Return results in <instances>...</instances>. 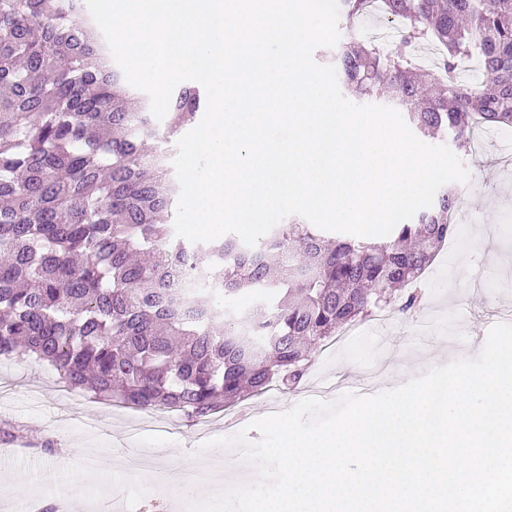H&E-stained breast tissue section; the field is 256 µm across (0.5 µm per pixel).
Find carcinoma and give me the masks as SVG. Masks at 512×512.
Wrapping results in <instances>:
<instances>
[{"instance_id": "cac0c4a2", "label": "carcinoma", "mask_w": 512, "mask_h": 512, "mask_svg": "<svg viewBox=\"0 0 512 512\" xmlns=\"http://www.w3.org/2000/svg\"><path fill=\"white\" fill-rule=\"evenodd\" d=\"M81 0H0V357L27 355L102 401L204 419L274 384L294 386L342 326L411 292L449 238L455 191L369 243L279 224L257 247L186 244L167 223L169 156L205 103L183 85L165 131L105 65ZM352 28L373 0H339ZM389 45L329 52L342 83L391 102L426 136L463 147L477 125L512 127V0H380ZM442 51L437 68L418 49ZM481 60L468 78L460 64ZM158 138L163 147L148 151ZM194 284L173 295L174 273ZM274 297L261 313L237 299Z\"/></svg>"}]
</instances>
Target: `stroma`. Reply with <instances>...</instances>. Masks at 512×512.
<instances>
[{
    "label": "stroma",
    "instance_id": "1",
    "mask_svg": "<svg viewBox=\"0 0 512 512\" xmlns=\"http://www.w3.org/2000/svg\"><path fill=\"white\" fill-rule=\"evenodd\" d=\"M512 152V138L489 135L481 155L458 150L470 169V185H457L471 223L462 225L464 245L436 257L423 281L419 308L396 313L389 327L362 321L359 333L339 348L320 352L308 374L293 387H278L273 397L249 400V417L258 419L284 411L312 397L322 379L338 381L351 373L362 391L373 394L390 386L383 375L396 346L410 357L426 356L444 345L452 357L473 356V338H485L512 309V179L503 177L502 156ZM150 411L99 402L80 389L66 386L46 364L30 356L0 360V512H17L23 501L58 504L60 512H90L101 505L90 490L94 484L82 466L88 456L112 452L125 456L139 448L146 455L133 477L118 479V493L128 512H170L176 493L171 485L156 487L150 472L167 473L172 458L189 462L194 471L209 463L223 464L226 450L214 449L201 459L189 455L201 443L237 434L226 413L212 419L207 430L182 415L169 414L164 428L143 427Z\"/></svg>",
    "mask_w": 512,
    "mask_h": 512
}]
</instances>
